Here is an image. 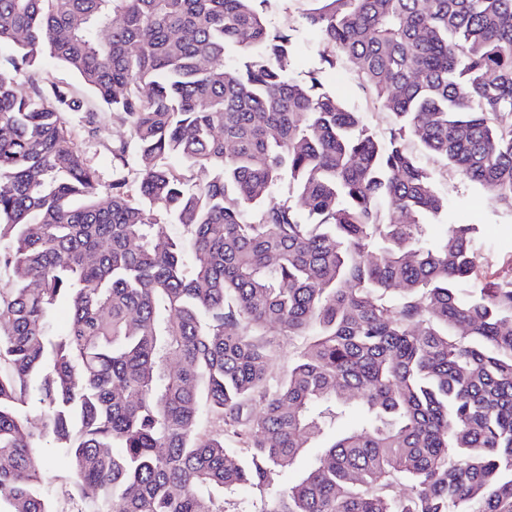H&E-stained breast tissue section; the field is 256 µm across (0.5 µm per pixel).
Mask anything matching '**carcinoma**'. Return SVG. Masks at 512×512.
Listing matches in <instances>:
<instances>
[{
    "instance_id": "obj_1",
    "label": "carcinoma",
    "mask_w": 512,
    "mask_h": 512,
    "mask_svg": "<svg viewBox=\"0 0 512 512\" xmlns=\"http://www.w3.org/2000/svg\"><path fill=\"white\" fill-rule=\"evenodd\" d=\"M265 2L0 0V512H60L46 440L76 512H512V255L461 287L479 227L426 239L448 201L408 149L512 211V0H311L298 28L394 116L382 141L289 77ZM269 326L301 339L275 382ZM86 156L105 180L112 179V156L99 140L86 141ZM40 456L44 461L45 481L51 489L57 506L60 509L66 508L64 494L68 488L69 474L65 460L50 441H44L43 447L40 448Z\"/></svg>"
}]
</instances>
